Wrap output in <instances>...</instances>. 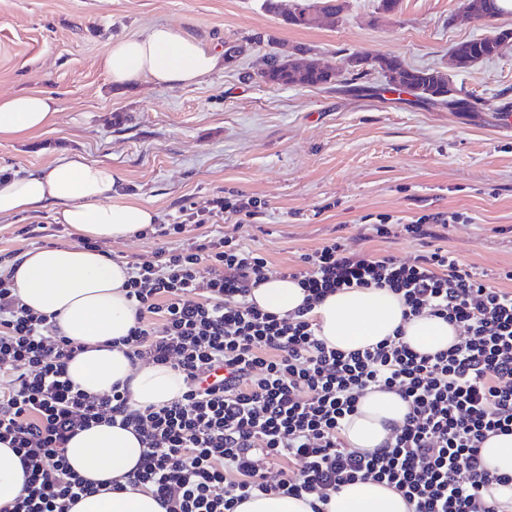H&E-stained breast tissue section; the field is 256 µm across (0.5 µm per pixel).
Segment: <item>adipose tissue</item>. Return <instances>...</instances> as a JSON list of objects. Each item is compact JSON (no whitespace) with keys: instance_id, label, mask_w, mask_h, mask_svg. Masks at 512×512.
Here are the masks:
<instances>
[{"instance_id":"adipose-tissue-1","label":"adipose tissue","mask_w":512,"mask_h":512,"mask_svg":"<svg viewBox=\"0 0 512 512\" xmlns=\"http://www.w3.org/2000/svg\"><path fill=\"white\" fill-rule=\"evenodd\" d=\"M222 51L166 24L145 34L116 41L102 60L111 84L118 87L144 79L161 87H189L223 70ZM59 109L47 93L0 97V139H17L53 125ZM118 176L111 167L88 162L81 155L57 158L24 175L0 177V218L53 207L56 223L92 239H125L156 223L158 214L136 200L116 201L112 188ZM17 294L28 308L55 315L59 332L78 345L68 363L70 379L94 396L113 386L126 387L137 405L163 406L181 397L184 376L171 366L134 363L115 339L128 335L135 307L126 297L128 265L81 245L37 248L10 264ZM303 289L293 280L270 276L251 288L249 302L286 315L301 306ZM401 297L389 289L353 287L329 295L314 309L318 334L326 344L349 353L402 330L403 340L421 353L448 349L457 331L428 315L403 316ZM408 408L395 392L372 389L360 399L345 426L350 447L372 451L382 447ZM143 452L131 430L95 424L79 431L67 445L71 467L95 482L132 473ZM26 487L19 457L0 441V508L10 505ZM70 512H166L152 494L100 491L82 497ZM325 512H411L403 496L375 482H354L332 495Z\"/></svg>"}]
</instances>
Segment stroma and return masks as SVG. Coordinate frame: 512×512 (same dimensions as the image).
Instances as JSON below:
<instances>
[{
	"instance_id": "1",
	"label": "stroma",
	"mask_w": 512,
	"mask_h": 512,
	"mask_svg": "<svg viewBox=\"0 0 512 512\" xmlns=\"http://www.w3.org/2000/svg\"><path fill=\"white\" fill-rule=\"evenodd\" d=\"M263 0H0V95L46 92L60 112L46 131L0 140V170L24 173L64 153L111 166L113 199L137 200L162 224L183 208L210 210L229 192L266 205L241 229L269 274L331 239L348 250L409 258L417 245L402 224L424 211H460L440 240L464 263L512 267V43L456 69L463 42L512 31V10L492 23L467 17L466 0H346L339 20L283 25ZM168 24L231 53L204 83L166 88L139 82L116 94L101 60L113 42ZM300 47L336 67L331 84L273 86L256 74L269 53ZM386 54L449 74L458 102L429 105L391 92L375 70L353 78L352 54ZM397 217L388 237L370 219ZM44 225L45 246L76 243L51 211L0 222V251L25 252L22 227Z\"/></svg>"
}]
</instances>
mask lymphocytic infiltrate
Listing matches in <instances>:
<instances>
[{
  "label": "lymphocytic infiltrate",
  "instance_id": "1",
  "mask_svg": "<svg viewBox=\"0 0 512 512\" xmlns=\"http://www.w3.org/2000/svg\"><path fill=\"white\" fill-rule=\"evenodd\" d=\"M224 224L206 229L186 213L155 224L160 238L190 235L155 260L132 265L127 297L136 323L120 343L135 362L166 364L185 376L181 398L141 407L127 390L91 396L68 376L77 346L54 316L18 299L0 267V441L18 454L23 495L5 512H70L93 484L70 466L78 430L107 423L133 429L145 449L124 486L145 489L166 512H235L253 495L314 496L328 502L356 481L399 492L412 512H499L492 486L512 485L481 463L484 441L512 433V269L487 272L448 248L428 247L436 227L465 223L458 211L425 213L405 225L419 244L409 259L353 252L331 241L286 271L306 298L288 316L250 303L268 261L239 230L261 218L256 199L220 198ZM399 294L404 314L443 319L457 342L421 353L401 335L345 353L318 336L314 308L352 286ZM396 391L408 405L381 449L346 446L344 426L370 389Z\"/></svg>",
  "mask_w": 512,
  "mask_h": 512
}]
</instances>
